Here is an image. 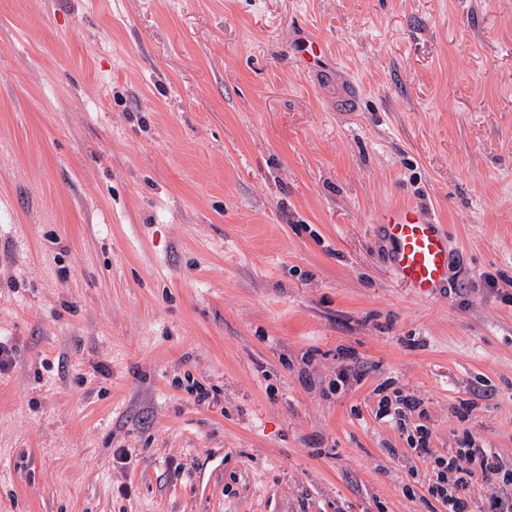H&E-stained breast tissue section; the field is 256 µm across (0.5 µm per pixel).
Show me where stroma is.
I'll list each match as a JSON object with an SVG mask.
<instances>
[{"label":"stroma","instance_id":"1","mask_svg":"<svg viewBox=\"0 0 512 512\" xmlns=\"http://www.w3.org/2000/svg\"><path fill=\"white\" fill-rule=\"evenodd\" d=\"M0 341V512H448L415 425L512 469V0H0ZM395 277L418 298H432L448 285L449 239L442 224L412 205H395L380 215Z\"/></svg>","mask_w":512,"mask_h":512}]
</instances>
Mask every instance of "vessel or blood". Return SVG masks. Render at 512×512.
Here are the masks:
<instances>
[{"label":"vessel or blood","mask_w":512,"mask_h":512,"mask_svg":"<svg viewBox=\"0 0 512 512\" xmlns=\"http://www.w3.org/2000/svg\"><path fill=\"white\" fill-rule=\"evenodd\" d=\"M379 222L395 277L416 297H434L448 283L450 249L444 227L409 204L388 207Z\"/></svg>","instance_id":"b4317fda"}]
</instances>
